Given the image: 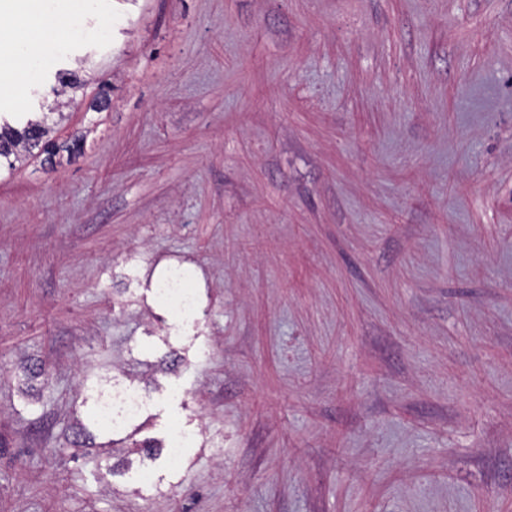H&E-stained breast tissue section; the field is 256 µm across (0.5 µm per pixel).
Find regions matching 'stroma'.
I'll return each mask as SVG.
<instances>
[{"label": "stroma", "mask_w": 512, "mask_h": 512, "mask_svg": "<svg viewBox=\"0 0 512 512\" xmlns=\"http://www.w3.org/2000/svg\"><path fill=\"white\" fill-rule=\"evenodd\" d=\"M107 20L0 99L60 147L0 157V512H512V0ZM139 408L140 396L135 389L113 384L112 397L101 402L100 414L109 421L121 420L137 414Z\"/></svg>", "instance_id": "obj_1"}]
</instances>
